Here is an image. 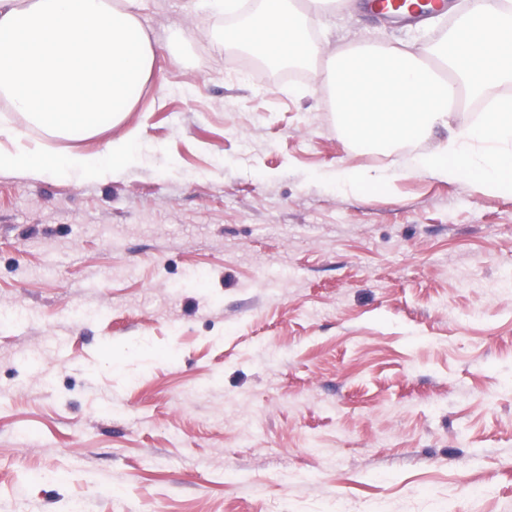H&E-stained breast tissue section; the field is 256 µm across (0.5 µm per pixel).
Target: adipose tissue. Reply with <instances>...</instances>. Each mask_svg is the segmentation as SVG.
Masks as SVG:
<instances>
[{
  "instance_id": "adipose-tissue-1",
  "label": "adipose tissue",
  "mask_w": 512,
  "mask_h": 512,
  "mask_svg": "<svg viewBox=\"0 0 512 512\" xmlns=\"http://www.w3.org/2000/svg\"><path fill=\"white\" fill-rule=\"evenodd\" d=\"M140 0H0V93L49 134L75 138L112 128L135 104L154 65V52L136 11ZM331 0H261L254 14L241 0H211L213 9L237 20L236 41L273 62L303 60L318 51L307 36ZM0 170L42 177L63 173L78 182L98 181L140 160L134 140L109 143L108 156L70 151L49 153L0 127ZM429 175L444 180L470 177L484 190L512 197V98H496L479 121L456 123L447 141L426 156H408L392 170L370 175L340 166L336 187L388 190L399 179Z\"/></svg>"
}]
</instances>
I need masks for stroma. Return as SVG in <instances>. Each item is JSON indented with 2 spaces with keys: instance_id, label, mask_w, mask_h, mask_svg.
I'll return each instance as SVG.
<instances>
[{
  "instance_id": "stroma-1",
  "label": "stroma",
  "mask_w": 512,
  "mask_h": 512,
  "mask_svg": "<svg viewBox=\"0 0 512 512\" xmlns=\"http://www.w3.org/2000/svg\"><path fill=\"white\" fill-rule=\"evenodd\" d=\"M185 3L143 0L155 64L112 130L0 106L51 152L144 154L90 183L0 171V512H512V198L327 181L404 154L344 143L329 58L447 16L343 0L273 68Z\"/></svg>"
}]
</instances>
